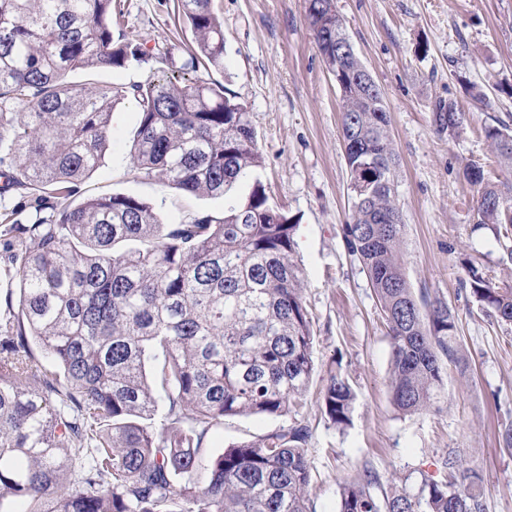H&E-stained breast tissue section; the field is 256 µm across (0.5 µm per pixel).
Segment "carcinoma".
I'll use <instances>...</instances> for the list:
<instances>
[{
  "label": "carcinoma",
  "mask_w": 512,
  "mask_h": 512,
  "mask_svg": "<svg viewBox=\"0 0 512 512\" xmlns=\"http://www.w3.org/2000/svg\"><path fill=\"white\" fill-rule=\"evenodd\" d=\"M194 36L191 60L224 71V19L214 0H179ZM123 0H0V165L4 189L33 190L31 224L8 221L18 296L0 311V505L24 512H309L310 430L296 422L255 441L205 454L226 416L298 414L314 371V339L292 258L295 224L269 202L248 106L211 79L162 74L129 86L78 88V69L146 61L143 43L114 35ZM326 65L348 75L362 61L336 56L345 33L334 0H307ZM351 221L350 256L369 280L391 340L388 388L402 414L439 399L444 360L458 354L455 315L417 299L403 261V215L382 91L340 86ZM132 98L139 125L132 170L192 195L224 198V212L167 224L137 198L69 199L112 144V108ZM467 113L433 108L437 132L455 137ZM512 168V131L485 128ZM477 187V226L512 228V188ZM250 183L249 193L237 196ZM483 311L512 324V286L466 267ZM18 302L19 313L13 312ZM37 345L42 357L33 352ZM354 394L332 376L326 413L350 420ZM167 424L156 429L159 402ZM376 475L345 483L339 512H484L480 474L415 493L377 497Z\"/></svg>",
  "instance_id": "1"
}]
</instances>
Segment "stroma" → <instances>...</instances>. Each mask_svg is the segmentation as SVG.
<instances>
[{
  "instance_id": "35a3bbf8",
  "label": "stroma",
  "mask_w": 512,
  "mask_h": 512,
  "mask_svg": "<svg viewBox=\"0 0 512 512\" xmlns=\"http://www.w3.org/2000/svg\"><path fill=\"white\" fill-rule=\"evenodd\" d=\"M224 18V69L216 80L244 101L263 156L259 171L269 201L292 217L294 260L314 337V372L297 418H225L207 438L208 452L252 441L298 420L311 432L307 459L311 512H338L343 484L364 470L382 488L417 491L423 478L452 482L444 462L456 457L482 477L485 512H512V325L483 312L465 284L466 262L482 263L496 283L505 239L476 229V189L466 164L512 185V169L490 151L484 129H512V0H335L356 54L381 87L399 157L402 257L418 295L447 303L459 352L446 362L440 399L428 411L399 413L387 378L391 341L366 274L345 249L342 226L351 200L341 139L340 90L309 30L306 0H214ZM176 0H125L122 32L141 39L148 62L71 74L79 86L129 85L157 71L173 73L189 59L191 29L176 21ZM484 104H475L472 92ZM453 99L468 113L456 139L438 134L435 101ZM139 113L128 99L112 110V146L78 186V198L125 194L156 208L168 222L223 211L224 202L134 173L130 148ZM349 381L350 424L325 412L331 375Z\"/></svg>"
}]
</instances>
